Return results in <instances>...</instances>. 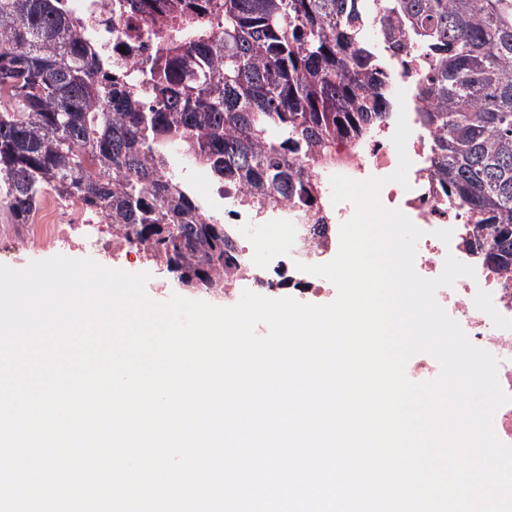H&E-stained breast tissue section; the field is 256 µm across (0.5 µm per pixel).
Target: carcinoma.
<instances>
[{
  "label": "carcinoma",
  "mask_w": 512,
  "mask_h": 512,
  "mask_svg": "<svg viewBox=\"0 0 512 512\" xmlns=\"http://www.w3.org/2000/svg\"><path fill=\"white\" fill-rule=\"evenodd\" d=\"M161 18L127 61L83 44L54 0H0V207L27 224L78 199L112 236L187 288L238 274L225 225L169 182L171 146L250 189L260 211L312 200L310 163L383 122L391 56L435 61L416 87L434 170L475 219L470 249L512 272V0H112Z\"/></svg>",
  "instance_id": "1"
}]
</instances>
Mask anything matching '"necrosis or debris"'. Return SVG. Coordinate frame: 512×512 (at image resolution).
Listing matches in <instances>:
<instances>
[{
	"instance_id": "1",
	"label": "necrosis or debris",
	"mask_w": 512,
	"mask_h": 512,
	"mask_svg": "<svg viewBox=\"0 0 512 512\" xmlns=\"http://www.w3.org/2000/svg\"><path fill=\"white\" fill-rule=\"evenodd\" d=\"M59 6L83 39L106 48L112 45L113 27L125 25L124 20H113L112 0H60ZM377 56L392 84L414 86L431 75V61L419 52H412L402 62L382 49ZM402 115L411 129L406 144L411 166L403 185L390 179L398 167L392 137ZM433 141V131L419 119L416 98L391 102L384 123L366 128L357 137L337 141L331 153L311 167L316 196L313 205L303 206L292 200L277 202V209L288 216L284 224L241 223L242 191L225 192L223 183L215 181L205 166L179 149L167 154L165 171L178 189L194 195L206 210L220 211L222 220L232 225L246 264L242 279L249 281L254 293L263 296L285 288L304 300L328 298L336 293L331 281L300 271L299 266L331 261L339 249V226L355 212L351 202L332 203L331 177L344 175L357 181L384 179L382 204L400 210L423 232L415 258L420 276L438 277L450 255L474 268V277H462L454 286L438 289L436 299L472 344L497 358L498 382L506 394L512 395V273L491 269L479 254L468 249L467 243L473 239L476 228L469 213L444 192L433 173ZM321 219L327 220L328 225L318 234L313 226ZM36 221L56 228L59 238L64 240L70 230L94 224L95 218L79 202L62 205L47 200ZM275 248L284 250L288 257L281 272L254 260L256 252Z\"/></svg>"
}]
</instances>
